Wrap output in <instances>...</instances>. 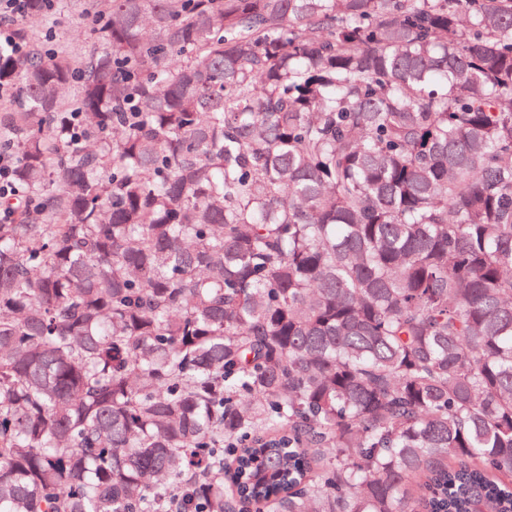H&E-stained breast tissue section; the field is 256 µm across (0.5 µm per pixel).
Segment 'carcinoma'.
Segmentation results:
<instances>
[{
    "instance_id": "carcinoma-1",
    "label": "carcinoma",
    "mask_w": 512,
    "mask_h": 512,
    "mask_svg": "<svg viewBox=\"0 0 512 512\" xmlns=\"http://www.w3.org/2000/svg\"><path fill=\"white\" fill-rule=\"evenodd\" d=\"M0 46V512H512V0H105ZM105 0H54L52 10L37 19H21L36 43L42 48L53 49L68 45L76 58L98 47L100 34L96 26L83 18L88 10L102 11ZM80 4L79 8L73 6ZM17 162V157L6 151H0V196L17 194V187L11 181V171Z\"/></svg>"
}]
</instances>
